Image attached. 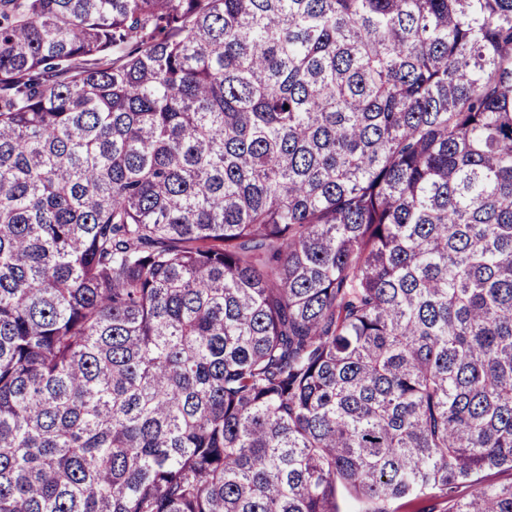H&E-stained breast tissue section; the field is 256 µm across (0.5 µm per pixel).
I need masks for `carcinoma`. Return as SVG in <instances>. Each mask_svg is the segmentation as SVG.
Segmentation results:
<instances>
[{"mask_svg":"<svg viewBox=\"0 0 512 512\" xmlns=\"http://www.w3.org/2000/svg\"><path fill=\"white\" fill-rule=\"evenodd\" d=\"M493 470L512 0H0V512H512Z\"/></svg>","mask_w":512,"mask_h":512,"instance_id":"obj_1","label":"carcinoma"}]
</instances>
